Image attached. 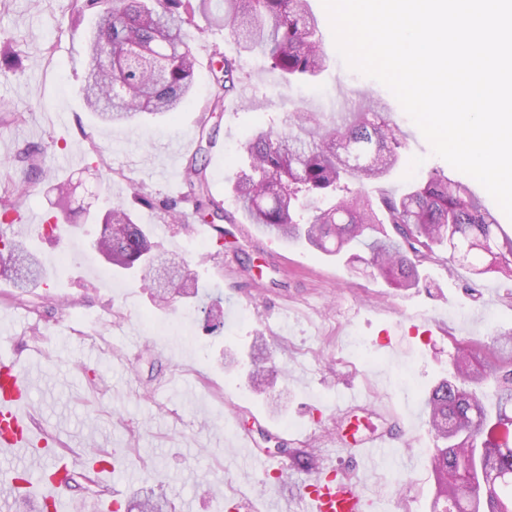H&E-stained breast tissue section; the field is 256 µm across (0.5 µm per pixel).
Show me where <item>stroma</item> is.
Returning <instances> with one entry per match:
<instances>
[{"label": "stroma", "instance_id": "obj_1", "mask_svg": "<svg viewBox=\"0 0 512 512\" xmlns=\"http://www.w3.org/2000/svg\"><path fill=\"white\" fill-rule=\"evenodd\" d=\"M309 8L328 58L317 78L285 84L261 56L208 27L190 42L196 85L186 103L170 118L125 125L97 122L80 93L91 18L72 21L57 0H8L0 10V42L21 40L28 54L0 77V103L26 115L20 125L0 119V159L26 145L41 149L46 176L30 185L19 210L56 216L61 226L26 239L46 270L42 285L20 290L0 278V350L43 371L31 388L33 425L69 459L71 512L111 492L133 502L150 487L165 493L173 512H225V498L239 495L304 512L312 473L263 452L261 432L273 425L280 447L309 451L372 490L370 512H431L427 395L458 348L482 349L491 334L512 329V278L475 279L440 261L424 266L418 287L397 290L365 264L349 267L257 230L237 234L245 219L231 181L244 166L243 143L298 110L333 115L338 98L362 91L380 102L403 142L397 166L374 193L400 192L436 171L459 175L385 86L346 66L321 0H309ZM217 50L239 63L247 102L210 120L218 131L208 154L210 193L232 217L220 241L195 235L200 217L185 200L199 106L217 92L210 72ZM60 181L70 188L61 214L51 190ZM137 187L152 199L134 209L159 252L177 255L187 274L222 295L218 332L205 330L195 301L156 306L151 271L123 275L91 248L103 229L98 215ZM168 200L178 201L181 222L159 219ZM259 336L280 374L275 409L253 393L247 370L224 365L229 353L249 359ZM354 418L363 436L398 424L402 438L383 466L362 470L344 447ZM94 458L110 476L90 470Z\"/></svg>", "mask_w": 512, "mask_h": 512}]
</instances>
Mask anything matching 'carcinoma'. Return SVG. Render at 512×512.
<instances>
[{"instance_id":"cac0c4a2","label":"carcinoma","mask_w":512,"mask_h":512,"mask_svg":"<svg viewBox=\"0 0 512 512\" xmlns=\"http://www.w3.org/2000/svg\"><path fill=\"white\" fill-rule=\"evenodd\" d=\"M80 19L94 12L88 42L89 67L82 94L87 107L104 121L132 123L143 113L177 110L195 86L191 28L202 17L233 38L244 50L257 52L266 67L287 83L318 76L326 57L308 0H68ZM25 51L13 42L0 48V74L18 65ZM211 74L224 95H215L199 120V138L213 144L208 113L224 106L237 92L236 61L216 50ZM281 130L259 131L243 144L245 169L232 183L238 208L262 232L285 243H302L353 264L367 262L397 289L418 287L426 263L442 260L467 268L475 278L490 272L512 275V236L485 207L468 184L438 173L400 195L371 197L365 183L386 175L399 160L398 129L373 101H362L340 125L328 124L317 112H294ZM32 174L41 172L39 151L26 146L16 155ZM207 164L192 159L190 184H198L194 211L221 218L209 196ZM359 188L353 189L350 183ZM29 181L5 177L0 184V219L16 211ZM104 232L96 251L108 263L134 272L146 267L155 243L152 231L136 222L135 212L113 202L103 217ZM8 257L27 270L15 277L19 288L42 279L39 260L25 246L7 240ZM175 297L198 298L204 321L212 323L222 298L199 291L195 279L160 295L163 304ZM274 371L261 365L249 372L258 395L271 397ZM429 429L435 452L433 512H512V483L490 484L512 473V332L495 334L487 354L478 359L462 349L453 373L440 380L427 399ZM163 495L150 490L140 512H166Z\"/></svg>"}]
</instances>
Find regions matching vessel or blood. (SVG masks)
Returning <instances> with one entry per match:
<instances>
[{"label": "vessel or blood", "instance_id": "1", "mask_svg": "<svg viewBox=\"0 0 512 512\" xmlns=\"http://www.w3.org/2000/svg\"><path fill=\"white\" fill-rule=\"evenodd\" d=\"M27 362L0 364V447L12 455L27 457L45 447L46 441L32 426L27 401L29 382ZM355 447L363 453V463L375 467L383 459L388 442L383 434L356 439ZM62 478L51 476L38 483L40 505L53 512H67L69 501L61 492ZM305 512H366L368 498L358 485L337 478L335 471L317 469L303 496Z\"/></svg>", "mask_w": 512, "mask_h": 512}]
</instances>
